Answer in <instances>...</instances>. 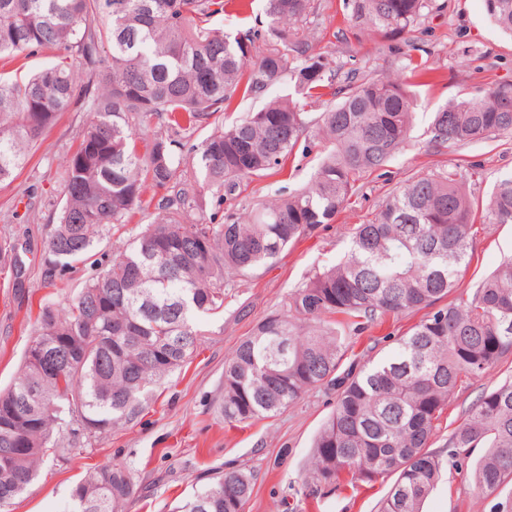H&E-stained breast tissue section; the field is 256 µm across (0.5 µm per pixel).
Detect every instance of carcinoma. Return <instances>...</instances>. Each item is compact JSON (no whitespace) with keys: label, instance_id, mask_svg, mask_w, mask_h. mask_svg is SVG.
I'll use <instances>...</instances> for the list:
<instances>
[{"label":"carcinoma","instance_id":"carcinoma-1","mask_svg":"<svg viewBox=\"0 0 512 512\" xmlns=\"http://www.w3.org/2000/svg\"><path fill=\"white\" fill-rule=\"evenodd\" d=\"M262 2L260 48L254 31L210 25L224 0H0V59L58 51L24 77L0 72V184L14 179L62 113H86L61 172L47 284L94 257L147 190L164 191L131 245L113 247L62 305L40 308L38 334L13 384L0 391V500L24 494L48 456L63 458L137 419L153 388L197 351L196 321L224 310L231 277L334 223L357 183L385 170L407 144L416 101L408 86L308 53L299 23L313 0ZM431 4L350 0L355 22L391 41L412 32ZM485 9L512 36V0H485ZM285 74L295 97H275L224 126L235 100L269 92ZM311 109L319 111L314 120ZM311 126L324 156L303 189L245 216L205 215V192L220 207L245 183L281 170ZM428 133L437 148L512 134V81L449 101ZM146 135L140 154L135 141ZM477 222L512 224V173L481 199L458 168L390 192L353 228L344 257L291 293L288 311L260 322L225 359L224 422L273 417L330 389L336 406L312 443L311 484L343 473L361 482L392 476L378 512H423L442 473L469 458L476 497L511 485L512 380L472 403L445 449L431 448L462 378L512 355V329H504L512 325V256L465 299L439 305L459 288ZM6 268L20 270L17 244L0 239ZM422 309L391 355L340 371L346 337ZM254 481L245 468L219 472L175 512H243ZM132 493L126 466L98 465L72 490L71 512H124Z\"/></svg>","mask_w":512,"mask_h":512}]
</instances>
